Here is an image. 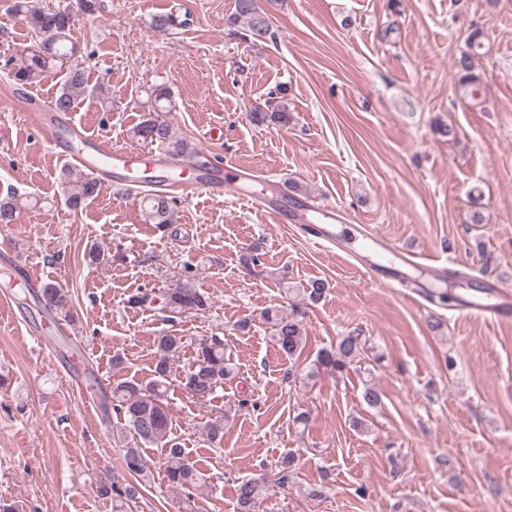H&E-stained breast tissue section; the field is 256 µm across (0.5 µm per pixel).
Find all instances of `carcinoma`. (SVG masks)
Listing matches in <instances>:
<instances>
[{
  "instance_id": "cac0c4a2",
  "label": "carcinoma",
  "mask_w": 512,
  "mask_h": 512,
  "mask_svg": "<svg viewBox=\"0 0 512 512\" xmlns=\"http://www.w3.org/2000/svg\"><path fill=\"white\" fill-rule=\"evenodd\" d=\"M13 10L26 23L30 32L39 42L38 49L27 54L25 61L13 74L21 83H33L48 71L59 68L63 73L62 85L53 102L57 112H69L78 100L90 92L97 95L100 102H111L109 93L103 87H89L86 70L79 63L62 65L53 60L55 56H67L71 49L66 41L71 24L64 15L65 8L46 7L40 0H14ZM235 21L246 25L249 37L255 42L267 38L269 22L265 13L257 10L253 0H235ZM52 37L51 46H46V36ZM481 33L476 31L469 37V51L463 52L455 61L456 74L463 92L471 98L478 95L480 78L474 73V49L481 47ZM153 110L133 128V138L145 143L164 145L174 158L191 153L187 141L175 136L171 125L160 118V112L171 107V92L159 84L152 87ZM258 123H288V108L280 103L270 112L254 113ZM63 184L73 186L68 193L69 205L80 208L95 200L102 193L100 180L90 178L82 172L68 170L63 175ZM40 203L37 198L10 194L0 199V224H13L21 212ZM174 201L165 194H147L140 198V207L145 219L152 224H171L174 221ZM328 284L315 280L302 287L308 305L318 304L324 297ZM41 298L49 307L61 309L67 301V291L59 285L48 284L41 292ZM209 306L208 297L194 287L190 279H185L174 288L168 289L162 310L182 316L202 311ZM305 311L296 306L284 314L275 307L265 308L260 313L263 322L273 328L272 339L281 356L297 359L306 342L303 326ZM185 338L178 330L172 329L158 338L153 365V379L144 384L130 377L112 384L109 392L103 393L104 401L112 406V413L122 421V427L112 432V441L122 449L123 463L127 472L134 477H142L149 470L146 450L160 449L159 464L164 468L170 486L190 491L204 481L203 471L189 459L185 446L171 436V418L168 411V391L173 366L184 349ZM363 349L360 334L348 333L339 338L336 348L318 354L314 366L330 372H342L354 357ZM234 377V364L224 350V337L217 334L199 339L195 348L193 363L186 369L180 384L191 398L206 404L224 391V385ZM206 441L212 445L221 444L224 439V417L207 422ZM100 493L112 497L113 512H124L127 502L140 494L139 486L128 483L119 486L115 483L100 486ZM267 494L265 483L255 479H245L236 488V512H255L256 504Z\"/></svg>"
}]
</instances>
